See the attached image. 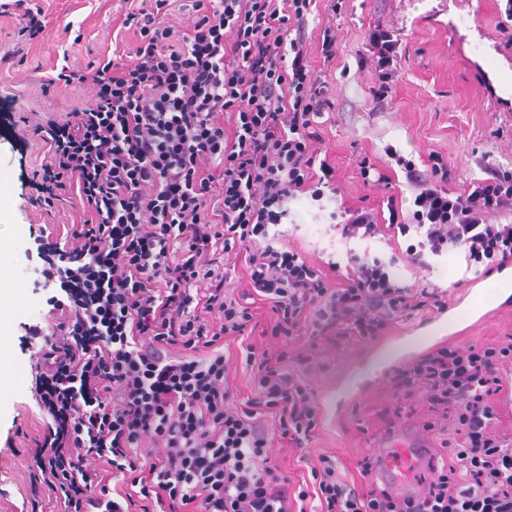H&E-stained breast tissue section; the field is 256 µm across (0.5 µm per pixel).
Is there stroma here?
Listing matches in <instances>:
<instances>
[{"mask_svg":"<svg viewBox=\"0 0 512 512\" xmlns=\"http://www.w3.org/2000/svg\"><path fill=\"white\" fill-rule=\"evenodd\" d=\"M506 7V0H346L336 14L332 0H314L308 61L336 102L317 147L336 168L339 193L318 201L304 195L293 203L278 226L284 246L322 269L331 261L347 265L353 254L395 259L402 283L445 289L451 306L485 284L455 253L430 257L429 268L414 269L401 257L406 239H344L330 214L342 204L381 208L383 189L364 183L357 162L366 155L384 164L388 145L413 160L440 152L456 169L459 190L487 169H512V90L502 91L481 68L483 57L492 56L512 75V44L499 32ZM28 8L41 12L42 28L32 35L23 31ZM131 9L130 0H25L23 7L0 12V54L24 46L23 56L0 63V286L14 295L0 306V340L9 353L0 366V512H61L32 484L33 440L45 418L34 399L39 348L26 332L31 325L48 327L46 300L54 289L38 273L35 239L43 232L61 237L84 213L74 194L50 209L31 203L33 173L48 153L32 128L64 118L93 95L91 86L59 80L62 68L103 64L134 48L136 29L125 23ZM377 22L402 38L393 101L379 109L371 103L372 75L360 65L368 28ZM329 23L336 28L337 52L327 65L319 41ZM510 340L512 292L498 298L493 316L463 335L449 313L429 310L396 320L372 343H293V353L307 359L305 376L323 422L307 450L274 443L273 463L298 483L308 461L331 453L345 480L379 487L376 475L360 476L358 462L373 457L385 429L419 427L431 417L423 393L394 392L392 369L442 344L466 348Z\"/></svg>","mask_w":512,"mask_h":512,"instance_id":"1","label":"stroma"}]
</instances>
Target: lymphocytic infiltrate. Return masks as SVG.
<instances>
[{"label": "lymphocytic infiltrate", "mask_w": 512, "mask_h": 512, "mask_svg": "<svg viewBox=\"0 0 512 512\" xmlns=\"http://www.w3.org/2000/svg\"><path fill=\"white\" fill-rule=\"evenodd\" d=\"M313 0H194L196 20L177 30L168 0L129 13L135 60L72 70L64 82L97 91L64 122L36 126L49 159L34 182L38 206L77 190L83 223L64 242L41 239L46 303L56 320L30 326L41 340L35 400L47 417L34 440L44 486L64 512H512V445L492 402L512 341L435 348L395 368L398 394L423 388L433 411H451L458 440L417 498L365 491L341 480L322 454L308 486L293 487L272 462L274 440L305 449L322 421L308 384L288 367V343L309 330L378 340L405 312L447 303L438 289L400 284L394 264L351 256L341 283L278 247L271 234L302 194L320 199L335 169L318 159L319 117L333 110L328 84L308 61ZM374 104L392 94L400 40L367 35ZM405 176L412 208L387 198L374 210L340 206L345 239L416 234L405 253L464 252L493 272L512 264V170L454 192L443 156L417 166L386 146ZM242 251L247 280L229 297L221 255ZM270 309L265 333L282 348L246 345L252 391L234 406L224 340L246 335L254 305ZM273 418L268 433L264 417ZM117 488H110V481Z\"/></svg>", "instance_id": "obj_1"}]
</instances>
